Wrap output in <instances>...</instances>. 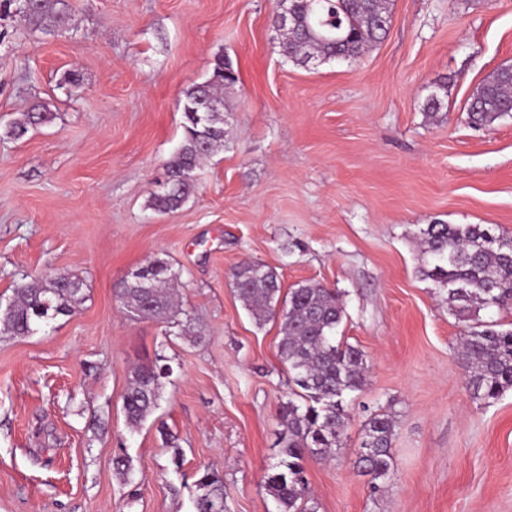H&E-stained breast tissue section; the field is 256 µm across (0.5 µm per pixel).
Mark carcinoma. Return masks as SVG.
<instances>
[{
  "mask_svg": "<svg viewBox=\"0 0 512 512\" xmlns=\"http://www.w3.org/2000/svg\"><path fill=\"white\" fill-rule=\"evenodd\" d=\"M297 31L280 36L282 54L302 62L304 51L317 56L357 59L387 33L390 0H288ZM12 13L26 27L64 25L69 18L65 0H0V15ZM236 80L224 78V57L215 59L209 80L184 92L183 138L166 163L167 186L151 194L149 206L159 213L181 208L195 189L199 164L224 147V88ZM471 122L490 127L512 116V73L498 69L472 97ZM51 112H27L9 128L18 139L31 125L53 120ZM424 252L431 257L424 275L446 291L448 308L459 320L470 321L486 308L512 305V237L496 234L485 224H428L420 230ZM149 276L139 288L122 281L116 297L127 313L139 318L167 319L178 303L174 287L179 274L164 261L146 266ZM238 298L260 323L279 322L277 353L298 390L280 411L287 431L281 441L282 458L267 476L265 490L277 503V512H310L311 490L302 464L305 456L331 459L340 447L346 420L347 397L362 390L367 363L361 349L336 341L344 313L336 290L319 283L301 284L282 293L276 273L259 262L232 271ZM84 298L83 280L69 273L62 280L21 284L13 290L9 313L0 316V334L28 336L39 323L70 315ZM456 361L471 393L495 400L512 389V328L475 323L458 338ZM169 366L142 364L133 369L123 396L127 423L136 427L156 408ZM396 421L391 413L372 415L364 428L360 463L374 480L387 481L394 471L391 452ZM194 512L224 508V477L205 469L197 479Z\"/></svg>",
  "mask_w": 512,
  "mask_h": 512,
  "instance_id": "1",
  "label": "carcinoma"
}]
</instances>
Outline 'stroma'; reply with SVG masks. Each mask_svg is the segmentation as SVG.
<instances>
[{
	"label": "stroma",
	"instance_id": "1",
	"mask_svg": "<svg viewBox=\"0 0 512 512\" xmlns=\"http://www.w3.org/2000/svg\"><path fill=\"white\" fill-rule=\"evenodd\" d=\"M55 31L0 21V299L58 270L80 276L73 313L0 335V512H194L204 469L224 512H276L290 398L278 325H257L232 285L256 261L284 289H336V339L368 365L346 402L334 459L305 457L316 512H512V390L468 391L454 351L465 328L423 274L428 224L512 236V118L470 124L473 90L512 63V0H392L391 25L359 59L284 57L274 0H68ZM228 140L197 189L159 214L151 194L183 136L182 99L217 56ZM76 72L78 84L64 83ZM440 93L441 121L426 116ZM41 104L56 119L5 134ZM163 260L203 328L126 316L116 285ZM172 369L135 429L133 368ZM396 420L394 472L371 489L359 465L371 414Z\"/></svg>",
	"mask_w": 512,
	"mask_h": 512
}]
</instances>
